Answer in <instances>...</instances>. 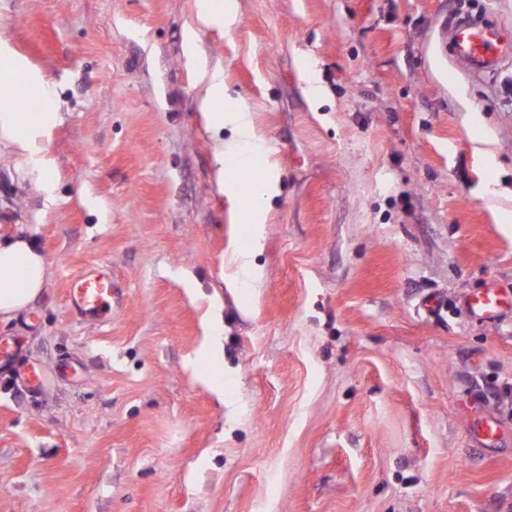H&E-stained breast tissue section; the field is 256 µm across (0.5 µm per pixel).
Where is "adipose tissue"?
Instances as JSON below:
<instances>
[{
    "label": "adipose tissue",
    "mask_w": 512,
    "mask_h": 512,
    "mask_svg": "<svg viewBox=\"0 0 512 512\" xmlns=\"http://www.w3.org/2000/svg\"><path fill=\"white\" fill-rule=\"evenodd\" d=\"M22 88L26 95L39 99L40 112H18L0 109V145L6 146L20 159L24 169L41 186L53 188L55 164L44 144L50 139L59 116L53 84L28 60L18 54L9 39L0 32V97ZM201 109L214 129L232 126V141L218 142L215 160L219 171L230 162H242L259 156L265 167L255 179L249 202L243 211L248 223L261 226L266 221L264 200L276 187L277 167L265 140L249 116L244 99L231 98L222 78H213L201 102ZM50 276L46 256L36 245L21 236H0V321L11 320L40 295Z\"/></svg>",
    "instance_id": "ef3b65f1"
}]
</instances>
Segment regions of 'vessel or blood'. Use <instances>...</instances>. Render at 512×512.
<instances>
[{"instance_id":"1","label":"vessel or blood","mask_w":512,"mask_h":512,"mask_svg":"<svg viewBox=\"0 0 512 512\" xmlns=\"http://www.w3.org/2000/svg\"><path fill=\"white\" fill-rule=\"evenodd\" d=\"M448 44L457 66L475 75H489L498 71L503 56L512 51V31L493 22L460 18L448 29ZM116 294L111 271L94 266L69 281L67 299L81 316L105 322L112 315ZM468 306L491 320L503 309H512V292L491 283L471 296Z\"/></svg>"}]
</instances>
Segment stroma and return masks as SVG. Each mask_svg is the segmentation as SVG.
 Returning <instances> with one entry per match:
<instances>
[{
    "label": "stroma",
    "instance_id": "stroma-1",
    "mask_svg": "<svg viewBox=\"0 0 512 512\" xmlns=\"http://www.w3.org/2000/svg\"><path fill=\"white\" fill-rule=\"evenodd\" d=\"M196 2L0 0L60 114L53 196L0 151V234L51 264L0 322L48 378L0 373V512H512V313L464 307L512 289V58L448 54L451 22L511 30L512 0H236L223 28ZM215 70L280 175L247 283ZM88 265L110 323L67 300ZM468 307L485 319H494L504 308L512 310V292H506L491 282L480 293L470 297Z\"/></svg>",
    "mask_w": 512,
    "mask_h": 512
}]
</instances>
